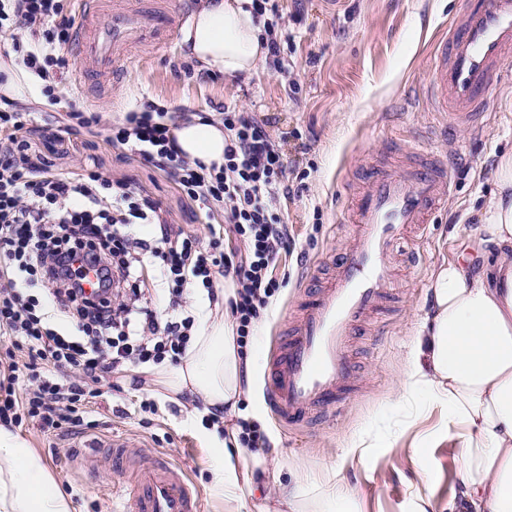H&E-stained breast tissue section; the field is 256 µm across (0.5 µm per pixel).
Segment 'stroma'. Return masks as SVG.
<instances>
[{"label": "stroma", "mask_w": 512, "mask_h": 512, "mask_svg": "<svg viewBox=\"0 0 512 512\" xmlns=\"http://www.w3.org/2000/svg\"><path fill=\"white\" fill-rule=\"evenodd\" d=\"M277 4L292 44L281 71L265 63L248 78L218 73L203 78L181 69L186 56L180 44L133 48L124 55L118 82L60 91V111L92 109L102 115L104 128L63 140L48 131L32 134L31 154L62 177L87 169L130 183L160 205L168 223L204 237L207 223L198 203L139 155L114 147L109 123L145 97L178 115L211 113L227 103L267 121L271 135L284 145L288 177L304 175L306 188L302 196L281 202L294 243L279 268L285 280L246 347L254 364L243 381V414L269 436L267 453L283 469L336 467L356 485L361 512H401L422 484L410 463L413 447L423 437L447 432L445 411L430 407L427 419L407 428L393 447L370 449L361 458L349 455L345 444L354 432L381 427L393 417L387 400L406 363L430 275L473 241L482 208L496 189L495 166L512 153V79L489 90L484 128L474 132L432 111L428 98L438 41L458 22L457 0ZM419 131L427 132L428 151L447 163L453 183L451 196L432 213L426 231L407 233L406 247L423 241L428 262L423 267L398 262L394 295L360 334L349 337L346 353L353 372L342 394L343 414L307 427L277 424L267 404L265 377L281 331L309 301L306 276L315 273L320 286L332 276L335 256L356 236L348 214L365 175L396 162L394 134ZM110 381L94 406L102 425L93 437L76 431L59 437L28 423L18 429L72 496L76 512H112L113 470L102 466L90 472L80 464L94 438L142 444L181 466L201 496L202 512H220L209 492L213 455L201 419L162 400L157 413L142 411L139 403L152 391L138 374L114 375ZM429 452L435 494L448 500L458 491L461 461L445 444L430 446Z\"/></svg>", "instance_id": "stroma-1"}]
</instances>
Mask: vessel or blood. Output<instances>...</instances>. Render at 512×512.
<instances>
[{
  "label": "vessel or blood",
  "instance_id": "vessel-or-blood-1",
  "mask_svg": "<svg viewBox=\"0 0 512 512\" xmlns=\"http://www.w3.org/2000/svg\"><path fill=\"white\" fill-rule=\"evenodd\" d=\"M74 44L76 71L83 78L114 72L129 47L167 44L181 21L164 0L138 9L126 0H81ZM459 23L444 41L431 93L435 107L456 124H481L488 91L507 77L512 62V0H459ZM414 158L405 172L371 171L369 185L351 208L360 231L328 287L319 289L290 334L282 336L267 375L269 407L278 422L296 426L313 410L341 413L336 395L351 373L344 352L369 314L392 288L389 255L407 228L425 224L451 182L445 165L423 144L407 150ZM115 487L118 512H202L201 497L184 471L148 452L122 459Z\"/></svg>",
  "mask_w": 512,
  "mask_h": 512
}]
</instances>
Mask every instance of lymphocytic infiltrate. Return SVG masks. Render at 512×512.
Returning a JSON list of instances; mask_svg holds the SVG:
<instances>
[{"instance_id":"obj_1","label":"lymphocytic infiltrate","mask_w":512,"mask_h":512,"mask_svg":"<svg viewBox=\"0 0 512 512\" xmlns=\"http://www.w3.org/2000/svg\"><path fill=\"white\" fill-rule=\"evenodd\" d=\"M77 25L67 0H0V33L12 35L16 65L42 81L49 104H59V86L72 81L68 54ZM21 28L28 39L15 37ZM218 111L225 140L218 169L175 150L169 112L155 101L112 127L113 144L139 154L203 205L202 238L166 223L159 204L131 184L95 172H48L28 153L45 112H24L0 97V339L9 343L0 359V424L96 429L91 404L101 383L132 366L177 361L197 324L183 312L186 297L199 287L217 301L222 278L236 285L228 305L238 343L248 345L280 289L277 269L292 238L279 202L305 186L288 185L283 149L266 123L234 105ZM132 224L158 226L159 245L133 241ZM147 252L168 300L162 317L141 304ZM86 263L100 273L93 297L83 288ZM60 315L71 330L57 323Z\"/></svg>"}]
</instances>
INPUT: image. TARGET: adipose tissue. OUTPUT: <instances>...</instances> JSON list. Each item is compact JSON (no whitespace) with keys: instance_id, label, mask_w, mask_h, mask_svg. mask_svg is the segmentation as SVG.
<instances>
[{"instance_id":"ef3b65f1","label":"adipose tissue","mask_w":512,"mask_h":512,"mask_svg":"<svg viewBox=\"0 0 512 512\" xmlns=\"http://www.w3.org/2000/svg\"><path fill=\"white\" fill-rule=\"evenodd\" d=\"M251 0H201L182 32L189 57L210 72L252 75L267 57ZM6 80L0 95L41 104L42 82L34 74L0 59ZM180 153L205 166L224 163V125L191 116L171 128ZM496 189L480 215L476 244L484 268L470 261L442 263L431 274L430 307L413 332L398 392L391 406L403 409L408 424L441 406L454 427L462 461L458 496L438 505L432 488L417 492L409 512H512V154L494 172ZM235 288L225 283L215 303L203 302L197 328L177 363L143 368L156 396L210 415L235 412L242 395L241 355L236 328L224 315ZM227 438L206 433L213 448L212 496L226 512H239L242 486L251 468H261L276 485L274 503L286 512H357L355 488L335 469L312 473L297 467L283 481L275 463L256 455L244 460L227 450ZM273 503V504H274ZM0 512H74L36 449L0 425Z\"/></svg>"}]
</instances>
